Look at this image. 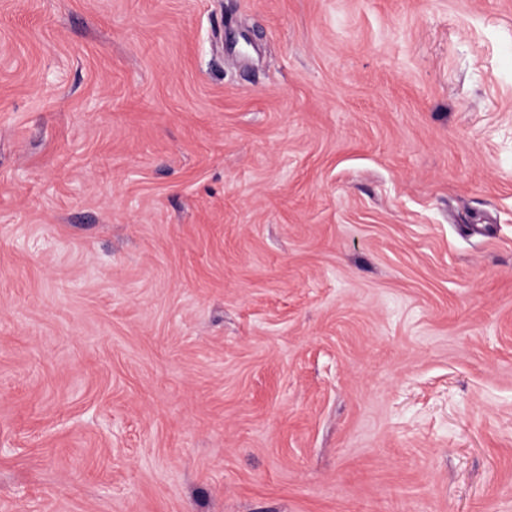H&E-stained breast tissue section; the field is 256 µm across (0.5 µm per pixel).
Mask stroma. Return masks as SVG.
<instances>
[{"label": "stroma", "instance_id": "1", "mask_svg": "<svg viewBox=\"0 0 512 512\" xmlns=\"http://www.w3.org/2000/svg\"><path fill=\"white\" fill-rule=\"evenodd\" d=\"M0 512H512V0H0Z\"/></svg>", "mask_w": 512, "mask_h": 512}]
</instances>
